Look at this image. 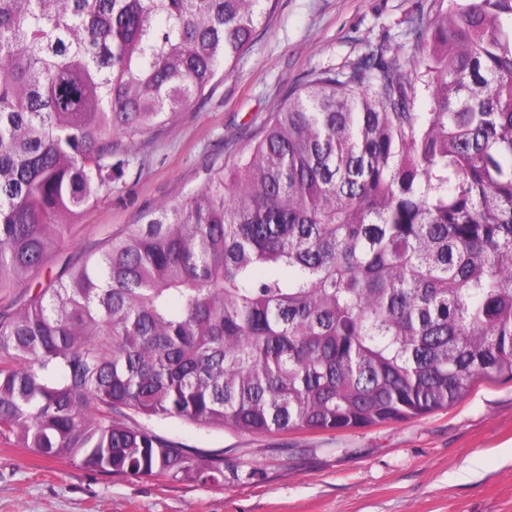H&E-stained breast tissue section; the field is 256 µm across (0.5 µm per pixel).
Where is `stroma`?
<instances>
[{
	"label": "stroma",
	"instance_id": "1",
	"mask_svg": "<svg viewBox=\"0 0 512 512\" xmlns=\"http://www.w3.org/2000/svg\"><path fill=\"white\" fill-rule=\"evenodd\" d=\"M422 0H277L234 75L140 145L111 195L65 239L82 252L160 204L184 200L199 172L244 147L312 69L369 48H408L404 18ZM188 448L222 452L224 482L88 471L0 444V512H512V381H476L454 407L404 423L265 434L154 422Z\"/></svg>",
	"mask_w": 512,
	"mask_h": 512
}]
</instances>
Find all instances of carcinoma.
I'll return each instance as SVG.
<instances>
[{"instance_id":"obj_1","label":"carcinoma","mask_w":512,"mask_h":512,"mask_svg":"<svg viewBox=\"0 0 512 512\" xmlns=\"http://www.w3.org/2000/svg\"><path fill=\"white\" fill-rule=\"evenodd\" d=\"M272 7L0 0V443L219 485L148 422L368 428L512 380V0H431L409 51L310 71L184 200L63 254Z\"/></svg>"}]
</instances>
